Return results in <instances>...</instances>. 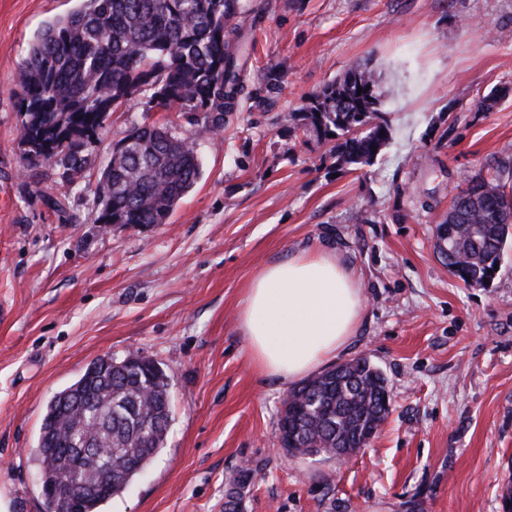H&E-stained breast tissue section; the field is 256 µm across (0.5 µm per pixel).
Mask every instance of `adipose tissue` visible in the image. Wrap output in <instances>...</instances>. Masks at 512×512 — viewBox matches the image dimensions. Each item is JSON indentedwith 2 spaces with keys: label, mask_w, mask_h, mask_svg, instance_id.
Instances as JSON below:
<instances>
[{
  "label": "adipose tissue",
  "mask_w": 512,
  "mask_h": 512,
  "mask_svg": "<svg viewBox=\"0 0 512 512\" xmlns=\"http://www.w3.org/2000/svg\"><path fill=\"white\" fill-rule=\"evenodd\" d=\"M362 308L360 288L335 251L301 250L251 280L239 328L256 368L287 384L335 359Z\"/></svg>",
  "instance_id": "obj_1"
}]
</instances>
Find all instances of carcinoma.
Masks as SVG:
<instances>
[{
  "label": "carcinoma",
  "mask_w": 512,
  "mask_h": 512,
  "mask_svg": "<svg viewBox=\"0 0 512 512\" xmlns=\"http://www.w3.org/2000/svg\"><path fill=\"white\" fill-rule=\"evenodd\" d=\"M238 0H80L38 33L19 77V145L29 166H60L71 178L91 167L110 114L140 97L190 118L200 134L224 129L245 91L249 33L233 25ZM365 93L357 94L358 89ZM379 77L350 66L288 114L289 131L331 144L336 171L369 164L391 139ZM195 141L154 124L128 131L101 172L94 203L100 224H165L195 185ZM512 161L473 177L437 228L448 270L467 286L493 282L512 238ZM328 369L291 391L281 417L284 449L335 455L363 448L385 420L391 399L368 359ZM171 377L152 360L143 365L103 356L47 405L37 454L43 483L66 473L88 483L79 497H58L48 512H97L145 471L169 426ZM95 443L96 458L75 451ZM112 467H107V463Z\"/></svg>",
  "instance_id": "obj_1"
}]
</instances>
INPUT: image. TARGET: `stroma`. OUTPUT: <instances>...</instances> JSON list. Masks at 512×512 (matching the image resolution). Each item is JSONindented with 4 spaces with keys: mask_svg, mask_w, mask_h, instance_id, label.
I'll return each instance as SVG.
<instances>
[{
    "mask_svg": "<svg viewBox=\"0 0 512 512\" xmlns=\"http://www.w3.org/2000/svg\"><path fill=\"white\" fill-rule=\"evenodd\" d=\"M243 15L245 97L222 132L174 112H113L93 167L31 168L19 146V70L77 0H0V512H46L35 449L47 402L96 358L137 351L171 376V422L149 467L100 512H503L512 486V245L485 288L454 277L436 227L468 178L512 156V0H264ZM387 92L393 135L337 173L328 144L284 116L351 65ZM197 141L195 186L168 223L103 230L94 189L141 123ZM60 208H53V201ZM329 248L361 289L337 362L365 356L388 417L349 461L289 458L288 386L252 364L238 328L265 266Z\"/></svg>",
    "mask_w": 512,
    "mask_h": 512,
    "instance_id": "35a3bbf8",
    "label": "stroma"
}]
</instances>
